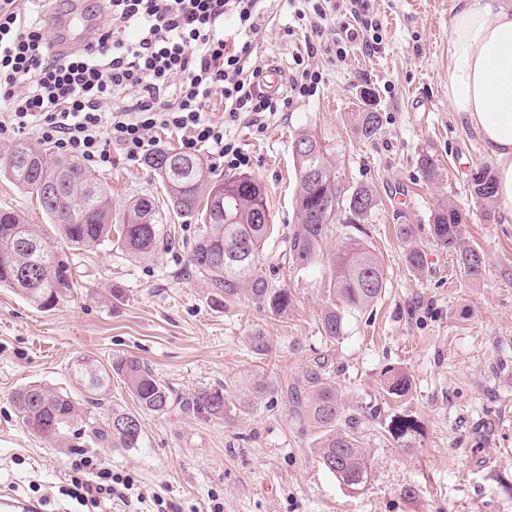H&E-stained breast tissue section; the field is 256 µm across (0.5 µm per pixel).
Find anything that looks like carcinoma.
Instances as JSON below:
<instances>
[{"instance_id": "1", "label": "carcinoma", "mask_w": 512, "mask_h": 512, "mask_svg": "<svg viewBox=\"0 0 512 512\" xmlns=\"http://www.w3.org/2000/svg\"><path fill=\"white\" fill-rule=\"evenodd\" d=\"M352 129L363 139L375 137L382 126L381 115L363 110L351 113ZM298 168L295 207L298 228L289 239L288 260L303 268L320 253L328 226L364 224L377 206L372 188L358 186L340 198L317 138L302 133L293 141ZM147 165L165 190L173 213L197 217L203 229L190 245V265L206 277L216 296L224 300L245 293L273 314H284L293 303L286 288H274L260 270L262 251L274 224L264 186L246 174L221 179L200 158L168 149L150 153ZM0 174L36 196L60 238L71 249L81 251L112 241L133 256L150 255L163 242L162 218L154 197L143 194L131 199L123 212V223L112 224V196L98 175L75 158L58 157L25 143L12 145L0 157ZM470 196L490 216L494 203L492 171L481 167L470 175ZM465 213L452 204H442L430 216L434 241L456 253L464 272L481 275L484 258L480 250L462 238ZM407 244L406 262L417 273L428 265L424 249L414 242L413 225H399ZM386 286L384 269L376 254L353 241L331 259L330 304L321 316L324 336L334 342L344 335L345 316L360 311L381 298ZM74 287L72 274L57 260L55 251L34 232L33 225L13 212H0V288H10L44 311L56 307ZM70 374L84 388L83 402L41 386L17 391L13 402L24 427L59 448H86L91 444H118L138 448L142 443L140 417L112 411L106 418L92 411L109 394L112 375L124 378L142 410L166 413L173 405L170 391L150 368L136 357H119L101 364L88 357L74 360ZM307 392L288 391L295 422L320 431L317 446L323 467L351 493L369 482L373 465L361 442L366 421L344 416L336 391L325 372L311 371ZM411 390L410 379L393 368L384 373L383 391L400 399ZM228 398L222 390H205L192 400V410L224 419ZM388 436L402 448H411L420 434L416 421L397 418L388 426Z\"/></svg>"}]
</instances>
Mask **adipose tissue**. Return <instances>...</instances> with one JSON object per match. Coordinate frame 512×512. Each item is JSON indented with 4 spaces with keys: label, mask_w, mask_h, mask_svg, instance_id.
<instances>
[{
    "label": "adipose tissue",
    "mask_w": 512,
    "mask_h": 512,
    "mask_svg": "<svg viewBox=\"0 0 512 512\" xmlns=\"http://www.w3.org/2000/svg\"><path fill=\"white\" fill-rule=\"evenodd\" d=\"M448 104L493 159L497 212L512 222V0H454Z\"/></svg>",
    "instance_id": "obj_1"
}]
</instances>
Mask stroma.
<instances>
[{
    "label": "stroma",
    "mask_w": 512,
    "mask_h": 512,
    "mask_svg": "<svg viewBox=\"0 0 512 512\" xmlns=\"http://www.w3.org/2000/svg\"><path fill=\"white\" fill-rule=\"evenodd\" d=\"M303 0H262L263 21L252 40L260 67L280 62L293 70L297 55L312 54L323 80L312 96L293 100L268 119L265 132L246 122H225L226 136L245 156L240 168L207 147L197 157L214 178L243 172L266 188L275 228L262 254V271L292 292L283 315L247 296L217 298L191 271L188 245L201 228L167 207L163 187L145 162L112 150L101 178L112 192V217L127 201L154 195L164 241L144 258L117 247L75 251L60 239L38 200L0 176V210L21 214L51 245L75 287L43 312L0 288V487L38 498L44 512H82L60 492L70 482L76 451L54 448L23 426L12 402L31 385L76 393L72 361L139 357L171 392L167 413L141 410L120 377H113L104 410L139 414L138 448L88 446V454L130 475L142 498L113 500L104 512H512V223L484 222L467 183L493 161L475 133L448 106V33L453 0H375L384 27L378 52L352 44L345 62L326 47L345 22L336 14L323 35L297 17ZM379 112L382 126L364 141L351 115ZM309 131L321 142L335 182L347 191L370 186L378 205L367 224H332L315 263L286 260L298 224L294 208L297 167L292 141ZM436 164L434 181L419 169L421 156ZM451 203L466 213L467 245L485 267L466 276L429 232L431 211ZM412 225L428 265L412 270L398 227ZM358 240L380 258L386 288L373 307L352 312L344 336L330 343L320 318L330 299V257ZM122 289V301L112 298ZM262 333L267 352L250 338ZM324 369L346 413L367 418L362 445L374 468L368 485L349 493L319 463L315 429H300L284 387ZM404 372L411 392L383 400L387 369ZM264 390L254 391V381ZM224 389V417L183 409L201 391ZM396 415L418 421L411 448L384 430Z\"/></svg>",
    "instance_id": "1"
}]
</instances>
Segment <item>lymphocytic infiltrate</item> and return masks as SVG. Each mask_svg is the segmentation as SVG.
<instances>
[{"mask_svg": "<svg viewBox=\"0 0 512 512\" xmlns=\"http://www.w3.org/2000/svg\"><path fill=\"white\" fill-rule=\"evenodd\" d=\"M260 0H105L108 23L89 28L72 52L55 51L44 19L23 0H0V129L36 133L65 156L103 170L112 150L144 158L158 129L181 136L183 148L207 146L227 165H241L224 124L207 114L213 96L224 99L229 121L248 119L264 129L279 101L260 87L251 37L260 30ZM308 20L321 30L337 8L353 18L342 26L337 57L359 40L377 51L382 23L372 0H308ZM128 95L112 103L114 92ZM66 494L83 506L125 499L133 484L101 459L73 465Z\"/></svg>", "mask_w": 512, "mask_h": 512, "instance_id": "obj_1", "label": "lymphocytic infiltrate"}]
</instances>
